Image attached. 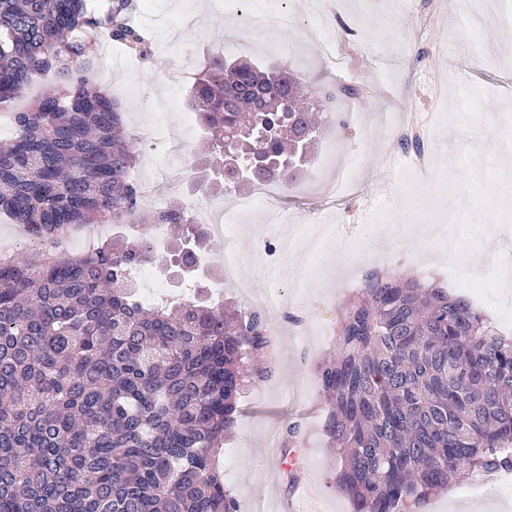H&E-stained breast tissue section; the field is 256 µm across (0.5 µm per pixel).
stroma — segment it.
I'll list each match as a JSON object with an SVG mask.
<instances>
[{
  "instance_id": "obj_1",
  "label": "stroma",
  "mask_w": 512,
  "mask_h": 512,
  "mask_svg": "<svg viewBox=\"0 0 512 512\" xmlns=\"http://www.w3.org/2000/svg\"><path fill=\"white\" fill-rule=\"evenodd\" d=\"M482 28L466 21L469 0H156L155 17L133 0L130 24L150 49L141 54L101 39L99 56L109 65L94 71L93 85L117 101L130 135L166 120L182 154L203 153L207 134L186 130L187 93L210 49L226 59L247 58L266 67L288 66L308 88L352 87L341 98L303 174L280 189L275 206L257 202L232 240L208 241L211 271L229 258L255 270L260 247L280 243L287 258L264 269L266 291L285 289L283 301L262 308L268 331L277 333L276 356H262L269 377L249 382L239 398L235 431L223 445L225 482L239 512L251 499L294 496L300 512H352L334 488L340 460L322 430L326 406L314 374L329 357L336 325L349 295L368 270L388 269L453 293L468 295L499 328L512 336V296H504L496 258L512 249V203L496 177L504 158L494 140L512 131V31L496 26L512 0H488ZM294 28L281 30L279 9ZM329 40L331 55L320 49ZM419 125L425 164L394 156L386 114ZM353 170L336 197L321 193L345 164ZM170 158L144 149L134 177L162 185L146 210L174 201L193 204L210 223L221 195L208 193L211 172L197 167L196 180L174 178ZM449 188L462 206L451 222L415 208L420 197ZM449 227L456 255L433 229ZM312 261L320 277L302 290L288 286V267ZM297 420L302 433L279 447L284 463L275 483L261 481L272 460L263 449L268 429ZM296 480H289V473ZM468 505L486 499L512 502L498 473L462 480L433 495L419 512H448L449 499Z\"/></svg>"
}]
</instances>
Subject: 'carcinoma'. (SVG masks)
Wrapping results in <instances>:
<instances>
[{"instance_id":"cac0c4a2","label":"carcinoma","mask_w":512,"mask_h":512,"mask_svg":"<svg viewBox=\"0 0 512 512\" xmlns=\"http://www.w3.org/2000/svg\"><path fill=\"white\" fill-rule=\"evenodd\" d=\"M131 6L0 0V104L45 72L68 85L15 113L0 145V213L35 239L139 210L140 144L88 77L104 36L147 52ZM335 99L214 49L192 88L205 163L226 192L246 170L251 188L286 184ZM158 224L179 228L163 253ZM188 238L207 232L171 203L134 243L0 258V512H237L216 454L244 385L266 374L265 321L197 296L146 306L130 278L196 265L200 252H176ZM315 376L353 512H411L467 472L512 469V338L464 296L367 272Z\"/></svg>"}]
</instances>
